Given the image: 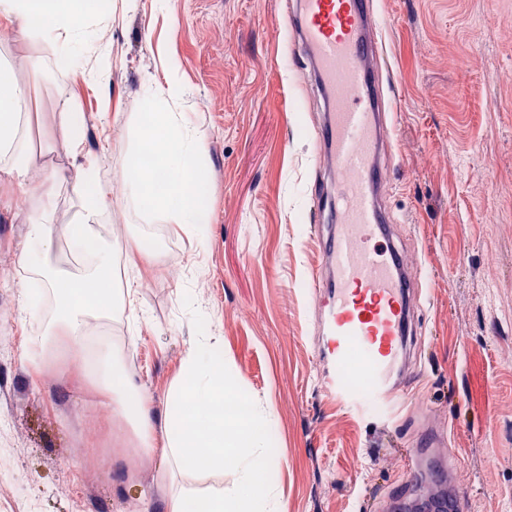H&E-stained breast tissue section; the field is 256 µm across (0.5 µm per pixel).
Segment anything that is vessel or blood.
<instances>
[{"instance_id":"obj_1","label":"vessel or blood","mask_w":512,"mask_h":512,"mask_svg":"<svg viewBox=\"0 0 512 512\" xmlns=\"http://www.w3.org/2000/svg\"><path fill=\"white\" fill-rule=\"evenodd\" d=\"M291 43L321 95L319 161L310 221L323 243L311 285L319 317L321 384L337 403L391 408L411 375L408 346L420 291L398 262L380 193L392 144L382 26L374 0H288Z\"/></svg>"}]
</instances>
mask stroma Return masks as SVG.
I'll use <instances>...</instances> for the list:
<instances>
[{
  "mask_svg": "<svg viewBox=\"0 0 512 512\" xmlns=\"http://www.w3.org/2000/svg\"><path fill=\"white\" fill-rule=\"evenodd\" d=\"M398 90L387 163L395 240L424 295L416 369L396 413L357 414L322 391L309 273L320 260L309 223L322 105L287 44L281 0H90L87 39L107 44L111 75L87 79L92 56L0 24V59L31 91L25 145L52 200L0 178V512H164L170 480L232 493L235 476L169 478L139 461L130 428L87 375L84 346L56 366L32 364L25 314L10 281L43 291L21 261L28 227L52 213L57 270L76 273L63 237L88 185L85 160L111 187L102 238L138 284L143 312L104 327L125 368L163 411L196 338L219 337L224 362L270 413L273 479L285 512H397L446 487L438 468L407 471L395 442L423 447L443 427L466 512H512V0H376ZM174 77L178 123L201 137L200 222L209 241L123 194L150 90ZM82 115V145L63 131ZM150 250L141 262L128 249ZM70 456L68 468L59 459Z\"/></svg>",
  "mask_w": 512,
  "mask_h": 512,
  "instance_id": "obj_1",
  "label": "stroma"
}]
</instances>
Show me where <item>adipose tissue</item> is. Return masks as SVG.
<instances>
[{
	"label": "adipose tissue",
	"mask_w": 512,
	"mask_h": 512,
	"mask_svg": "<svg viewBox=\"0 0 512 512\" xmlns=\"http://www.w3.org/2000/svg\"><path fill=\"white\" fill-rule=\"evenodd\" d=\"M37 23L39 35L49 40L61 39L76 49L94 55L92 80L109 78V54L103 44L86 41L84 22L74 14L72 0H0V21ZM181 87L173 81L151 94V108L157 125L150 132L161 168L170 180V189L155 205L167 212L175 223L199 221L197 206L199 146L192 128L172 121L163 112V104L179 98ZM30 101V89L20 82L14 67L0 63V174L9 176L22 194L39 192L52 197L53 182L33 184V167L21 142L23 111ZM83 181L95 184L94 194L86 197L70 228V239L85 261L80 275H49L51 257L46 252L51 235L50 215L39 216L29 226V240L40 246V253L23 257L57 302V314L48 325L39 327L32 342L41 359L52 356L59 337L75 341L90 340L92 358L88 370L97 384L112 395V409L130 424L136 442L155 458L162 470L178 466L185 471L230 470L236 476L237 493L216 491L196 494L186 489L171 492L165 512H283L278 488L270 476L276 461L266 446L273 432V420L248 410L247 429L230 432L214 424L210 411L225 401L228 380L224 357L215 337H199L184 358L179 380L163 412H155L151 399L139 382L127 374L121 349L111 336L89 337L91 321L110 317L114 306H130L135 301L137 285L127 281L124 287L109 288L112 279V252L96 238V226L102 221L111 191L99 185L93 163L77 169Z\"/></svg>",
	"instance_id": "ef3b65f1"
}]
</instances>
